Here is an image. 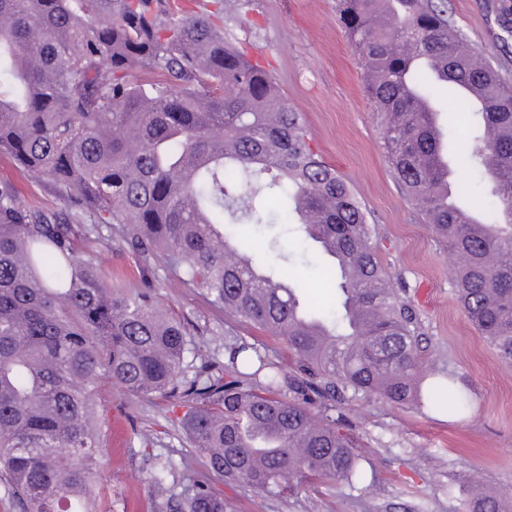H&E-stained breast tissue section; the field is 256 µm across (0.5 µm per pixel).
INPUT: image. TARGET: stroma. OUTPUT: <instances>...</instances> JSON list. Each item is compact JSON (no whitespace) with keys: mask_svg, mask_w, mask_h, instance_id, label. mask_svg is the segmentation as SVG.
<instances>
[{"mask_svg":"<svg viewBox=\"0 0 512 512\" xmlns=\"http://www.w3.org/2000/svg\"><path fill=\"white\" fill-rule=\"evenodd\" d=\"M496 0H448V11L476 50L497 47L489 61L512 82V33L496 16ZM224 36L269 65L288 104L301 112L311 144L349 183L372 224L379 258L402 297L414 307L425 338L423 368L453 372L468 386L470 413L461 418L413 402L349 397L345 431L361 456L364 480L336 481L272 496L210 473L194 451L178 416L167 406L103 392L97 408L107 465L99 488L112 512H154L150 476L166 470L169 481H207L223 497L225 512H466L471 476L487 495L512 512V366L503 363L456 301L451 255L421 220L417 206L394 180L382 124L364 93L365 73L339 21L337 0H224ZM0 180L15 185L23 204L67 212L70 197L30 175L0 153ZM265 245L257 253L268 267L290 262L296 282L321 311L336 307V294L322 288L324 258L296 232L261 225ZM101 271L125 285L149 283L161 306L191 321L200 358L224 363V344L246 342L274 363L293 365L285 343L211 307L200 290L174 280L163 259L144 258L121 240L85 242ZM219 334L211 342L209 333Z\"/></svg>","mask_w":512,"mask_h":512,"instance_id":"1","label":"stroma"}]
</instances>
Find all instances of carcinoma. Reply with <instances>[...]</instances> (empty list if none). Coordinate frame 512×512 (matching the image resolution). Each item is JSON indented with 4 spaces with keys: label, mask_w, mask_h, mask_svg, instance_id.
I'll return each instance as SVG.
<instances>
[{
    "label": "carcinoma",
    "mask_w": 512,
    "mask_h": 512,
    "mask_svg": "<svg viewBox=\"0 0 512 512\" xmlns=\"http://www.w3.org/2000/svg\"><path fill=\"white\" fill-rule=\"evenodd\" d=\"M217 14L180 0H0V151L75 193L83 218L29 208L0 181V472L22 512H112L94 491L102 468L97 398L118 389L184 409L208 468L270 495L311 483H360L342 432L345 394L422 400L463 417L471 396L451 372L422 384L416 312L382 266L347 181L313 149L301 113L269 70L224 38ZM339 21L366 72L397 181L456 262L469 319L512 366V87L478 58L446 0H340ZM145 63L162 80H144ZM446 91L467 118L453 170L484 177L503 223L475 235L448 207L440 167ZM277 188L279 223L331 258L340 302L317 316L295 274L257 264L252 231ZM118 229L142 257L216 308L282 339L305 378L230 345L228 373L185 377L194 326L142 289L113 285L85 240ZM358 304L353 326L347 299ZM301 304L323 343L293 314ZM150 486L161 512H224L200 482ZM469 512H501L473 489Z\"/></svg>",
    "instance_id": "1"
}]
</instances>
